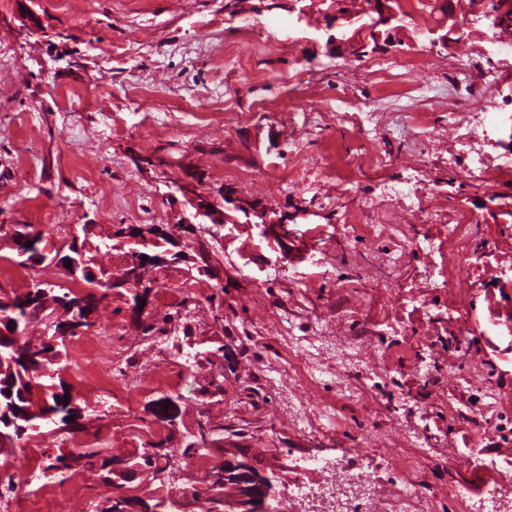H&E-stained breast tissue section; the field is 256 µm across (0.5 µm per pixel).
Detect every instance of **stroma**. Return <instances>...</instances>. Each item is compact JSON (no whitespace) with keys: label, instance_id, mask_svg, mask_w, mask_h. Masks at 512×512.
I'll return each mask as SVG.
<instances>
[{"label":"stroma","instance_id":"obj_1","mask_svg":"<svg viewBox=\"0 0 512 512\" xmlns=\"http://www.w3.org/2000/svg\"><path fill=\"white\" fill-rule=\"evenodd\" d=\"M320 2L0 0V224L57 247L86 224L174 225L192 212L181 183L288 218L284 247L225 224L211 273L167 264L141 315L131 292L102 302L60 364L82 428L43 421L0 453L16 483L0 512H99L116 494L89 470L66 491L57 471L28 481L29 450L68 438L137 456L186 447L202 422L204 462L140 474L130 495L198 512L187 495L228 448L285 478L323 454L387 480L414 456L438 512L512 478V51L472 20L488 0H454L461 40L431 47L425 9L396 52L346 60L325 47ZM483 96L497 108L460 143L454 119ZM477 153L497 164L486 186L465 178ZM459 210L483 259L448 288L438 244ZM356 215L367 224L348 227ZM2 266L0 294L70 282L17 265L0 237ZM102 336L112 359L89 367L74 350ZM348 384L367 401L342 399Z\"/></svg>","mask_w":512,"mask_h":512}]
</instances>
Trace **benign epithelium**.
<instances>
[{
  "label": "benign epithelium",
  "instance_id": "benign-epithelium-1",
  "mask_svg": "<svg viewBox=\"0 0 512 512\" xmlns=\"http://www.w3.org/2000/svg\"><path fill=\"white\" fill-rule=\"evenodd\" d=\"M344 3L338 4V10L326 13L323 27L326 35V46L329 51L338 56L352 58L362 56L364 49L358 38L350 35L349 25L352 17L343 11ZM366 13L375 15L373 31L376 39V50L389 51L405 42L407 26L400 18V13L391 5V0H370L363 3ZM180 190L191 203L194 209L193 217L204 224L202 231L212 238H219L218 228L227 221L224 211L226 205H233V209L242 213L246 223L255 224L262 228V232L270 229L284 228L285 220L274 217V212L253 206L252 201L243 196L224 194V198L215 195L199 193L191 186H180ZM156 277L154 267L141 263V259L134 250L125 251L119 265L112 271L113 289H125L133 292V298L140 299L143 288ZM228 467L236 476L240 488V507L244 512H272L270 504L271 488L277 478V472L262 473L248 459L238 458L234 455L227 458Z\"/></svg>",
  "mask_w": 512,
  "mask_h": 512
}]
</instances>
